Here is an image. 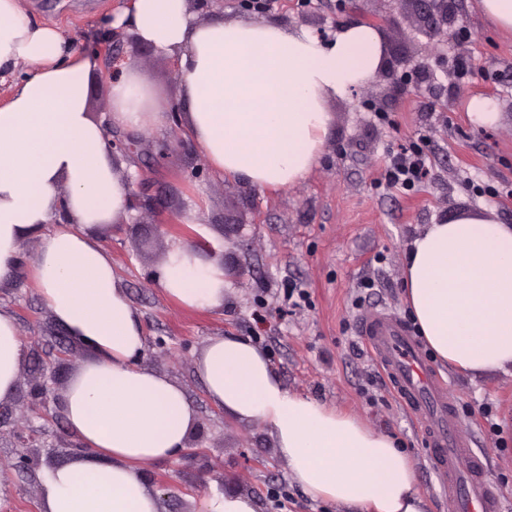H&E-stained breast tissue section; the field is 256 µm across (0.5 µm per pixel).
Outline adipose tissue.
<instances>
[{"mask_svg":"<svg viewBox=\"0 0 512 512\" xmlns=\"http://www.w3.org/2000/svg\"><path fill=\"white\" fill-rule=\"evenodd\" d=\"M20 3L0 0V75L13 78L0 104V289L14 280L22 242L39 237L31 276L54 320L93 353L63 409L89 453L45 471L42 510L160 512L143 467L185 451L198 411L176 382L142 365L140 316L92 233L129 215L128 182L87 112L92 63ZM124 19L140 42L176 60L185 123L210 167L272 190L306 178L331 126L328 98L364 85L382 54L377 31L363 24L326 41L274 22L201 23L188 0H133ZM111 97L113 126L157 130L170 119L120 60ZM157 282L191 310L218 307L228 288L223 269L188 244L172 247ZM403 287L443 365L471 377L512 374L511 224L464 214L427 225L406 254ZM26 358L14 313L0 307V402L13 398ZM196 369L212 403L268 428L312 501L338 512H429L393 437L289 391L250 340L211 337Z\"/></svg>","mask_w":512,"mask_h":512,"instance_id":"obj_1","label":"adipose tissue"}]
</instances>
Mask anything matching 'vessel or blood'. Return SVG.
<instances>
[{"label":"vessel or blood","mask_w":512,"mask_h":512,"mask_svg":"<svg viewBox=\"0 0 512 512\" xmlns=\"http://www.w3.org/2000/svg\"><path fill=\"white\" fill-rule=\"evenodd\" d=\"M357 328L403 407L421 422L427 461L447 477L457 512H501L485 461L460 437L461 420L446 385L406 324L393 312L371 308L360 315Z\"/></svg>","instance_id":"vessel-or-blood-1"}]
</instances>
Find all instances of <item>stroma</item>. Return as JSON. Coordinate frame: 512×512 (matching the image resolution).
Here are the masks:
<instances>
[{"instance_id":"1","label":"stroma","mask_w":512,"mask_h":512,"mask_svg":"<svg viewBox=\"0 0 512 512\" xmlns=\"http://www.w3.org/2000/svg\"><path fill=\"white\" fill-rule=\"evenodd\" d=\"M132 0H22L31 19L55 23L94 60L88 110L111 120L109 58L137 71L167 105L184 109L174 59L137 40L115 18ZM463 31L452 42L430 37L405 0H271L262 18L284 27L334 39L343 27L379 14L389 55L363 86L330 98L332 125L305 180L280 191L252 186L212 170L192 177L204 158L185 126L133 134L127 162L151 178L125 224L93 232L112 256V266L141 316L142 363L178 383L198 408L188 437L196 454L146 464L147 479L161 488L162 512H195L211 492L255 498L261 512H336L309 500L288 476L268 428L240 422L207 397L195 360L209 338L241 336L257 343L288 390L352 414L395 437L414 463L418 488L431 512H457L445 481L429 466L422 432L399 404L369 352L357 351L354 302L360 281L376 288L367 307L407 317L402 272L406 250L426 225L464 212L512 224V35L500 33L477 0H460ZM466 65L457 77V65ZM489 100L498 114L492 125L469 114L473 99ZM426 137L430 174L413 190L388 187L383 172L392 149ZM196 210L213 257L230 287L221 307L190 311L158 287L155 276L169 250L194 242L182 218ZM37 239L21 245L23 263L0 305L19 324L28 355L18 385L27 388L44 371L51 388L47 414L16 400L0 421V512H41L40 474L79 456V437L63 413L67 383L90 352L58 325L30 277ZM298 284L306 304L283 313L284 290ZM448 395L463 410L460 435L480 451L488 476L512 512V375L471 378L439 366ZM492 406V420L479 410ZM40 434L37 465L25 473L12 462L13 434Z\"/></svg>"}]
</instances>
